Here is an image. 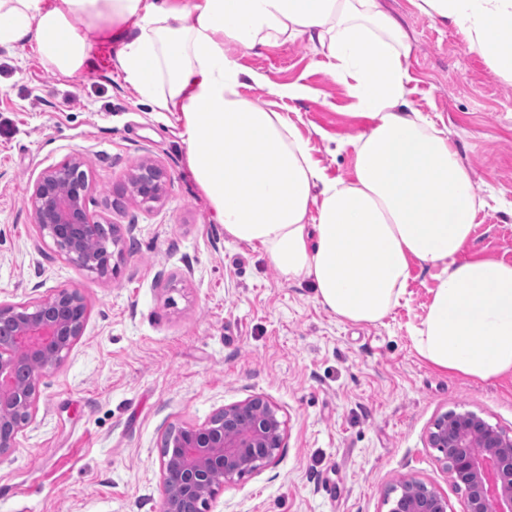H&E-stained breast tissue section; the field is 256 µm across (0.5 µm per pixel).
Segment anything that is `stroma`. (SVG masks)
<instances>
[{"label": "stroma", "mask_w": 512, "mask_h": 512, "mask_svg": "<svg viewBox=\"0 0 512 512\" xmlns=\"http://www.w3.org/2000/svg\"><path fill=\"white\" fill-rule=\"evenodd\" d=\"M383 4L411 39L409 109L448 132L489 200L467 254L512 262V81L410 0ZM229 53L271 83L304 88L281 97L250 81L240 92L292 122L328 177L352 179L340 142L368 122L325 58L301 39ZM94 61L67 78L34 47L0 46V303L68 287L88 306L83 336L43 377L34 420L0 457V512H160L166 434L257 395L278 407L284 446L275 465L226 484L207 512H389L405 479L464 512L466 491L428 430L446 412L471 411L512 434V378L470 379L418 356L411 336L435 270L413 268L383 322H337L308 283L227 240L187 170L176 114L139 103L105 44ZM75 152L87 162L90 211L121 237L103 278L42 239L27 204L40 173ZM144 161L168 174L149 207L125 192Z\"/></svg>", "instance_id": "1"}]
</instances>
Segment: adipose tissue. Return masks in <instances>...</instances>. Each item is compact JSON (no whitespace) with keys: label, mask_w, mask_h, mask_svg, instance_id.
Instances as JSON below:
<instances>
[{"label":"adipose tissue","mask_w":512,"mask_h":512,"mask_svg":"<svg viewBox=\"0 0 512 512\" xmlns=\"http://www.w3.org/2000/svg\"><path fill=\"white\" fill-rule=\"evenodd\" d=\"M512 80V0H412ZM80 18L83 29L72 21ZM307 40L368 119L343 144L352 180L328 178L282 116L244 99L246 51ZM142 102L176 113L187 168L215 223L345 323L381 322L412 266L439 284L412 340L432 367L512 376V263L465 258L484 198L444 132L405 110L408 33L381 0H0V46L35 44L64 76L97 42Z\"/></svg>","instance_id":"ef3b65f1"}]
</instances>
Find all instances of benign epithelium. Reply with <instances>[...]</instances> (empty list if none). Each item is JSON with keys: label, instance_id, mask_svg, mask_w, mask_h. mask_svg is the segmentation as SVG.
<instances>
[{"label": "benign epithelium", "instance_id": "1", "mask_svg": "<svg viewBox=\"0 0 512 512\" xmlns=\"http://www.w3.org/2000/svg\"><path fill=\"white\" fill-rule=\"evenodd\" d=\"M79 153L44 169L28 204L41 238L77 267L106 276L121 239L88 207L90 184ZM167 175L143 162L129 179L131 195L144 205L159 201ZM87 304L75 288L53 289L31 304L0 303V456L18 445L34 419L43 376L61 364L83 336ZM285 422L278 408L255 396L225 407L197 427L170 432L160 451L162 512H201L224 484L267 467L283 447ZM428 445L467 492L466 512H512V436L471 411L434 420ZM447 499L418 481L400 484L389 512H447Z\"/></svg>", "mask_w": 512, "mask_h": 512}]
</instances>
